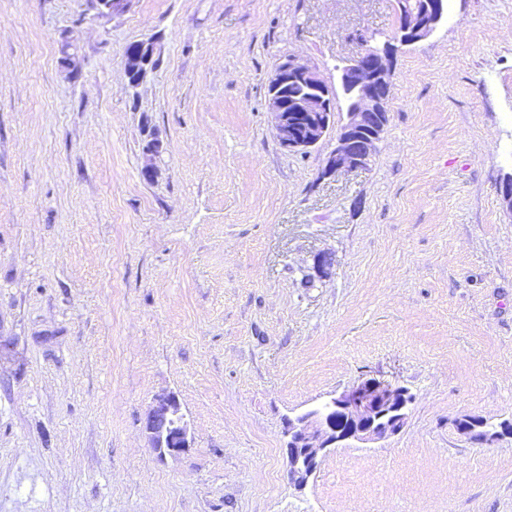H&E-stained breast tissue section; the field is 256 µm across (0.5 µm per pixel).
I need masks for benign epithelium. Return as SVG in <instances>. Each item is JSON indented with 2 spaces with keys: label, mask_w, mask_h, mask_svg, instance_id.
<instances>
[{
  "label": "benign epithelium",
  "mask_w": 512,
  "mask_h": 512,
  "mask_svg": "<svg viewBox=\"0 0 512 512\" xmlns=\"http://www.w3.org/2000/svg\"><path fill=\"white\" fill-rule=\"evenodd\" d=\"M133 0H93L100 17L126 13ZM445 0H407L395 40L412 45L429 37L441 21ZM134 51L125 65L129 83L137 86L154 68L156 43L152 39L133 42ZM341 84L354 91L346 120L336 130V146L327 157L321 176L348 173L367 167L376 142L385 131V101L378 88L390 82L384 58L367 51L358 53L341 70ZM300 83L307 94L288 100V83ZM270 112L281 145L306 153L317 147L335 123L336 98L315 68L296 58L281 62L268 87ZM410 390L376 378H368L330 401L288 420L286 453L289 484L301 488L316 473L322 458L332 449L351 442L371 444L382 441L403 427ZM150 447L161 456H178L191 446V428L178 396L160 393L145 414Z\"/></svg>",
  "instance_id": "7a95c632"
}]
</instances>
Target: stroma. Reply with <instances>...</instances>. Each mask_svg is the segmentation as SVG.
Segmentation results:
<instances>
[{"instance_id":"stroma-1","label":"stroma","mask_w":512,"mask_h":512,"mask_svg":"<svg viewBox=\"0 0 512 512\" xmlns=\"http://www.w3.org/2000/svg\"><path fill=\"white\" fill-rule=\"evenodd\" d=\"M448 15L397 48L370 165L324 178L334 136L283 148L269 79L339 89L394 0H0V512H512V438L456 427L512 420V0ZM369 377L402 430L294 489L289 417ZM134 51L130 53V62L125 70L131 86H138L148 70L154 68L156 56V43L152 39L137 40L132 43ZM145 429L150 447L160 456H178L193 440L180 400L173 392L153 398L145 414Z\"/></svg>"}]
</instances>
